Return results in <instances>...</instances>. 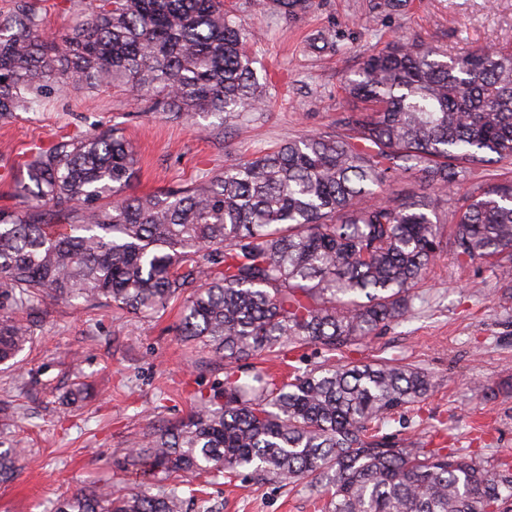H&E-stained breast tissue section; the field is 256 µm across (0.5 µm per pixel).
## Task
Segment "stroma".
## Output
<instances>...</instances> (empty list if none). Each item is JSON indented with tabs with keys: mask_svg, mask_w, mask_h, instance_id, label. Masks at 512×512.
<instances>
[{
	"mask_svg": "<svg viewBox=\"0 0 512 512\" xmlns=\"http://www.w3.org/2000/svg\"><path fill=\"white\" fill-rule=\"evenodd\" d=\"M45 32L58 37L88 17L90 0H37ZM246 29L258 30L249 52L257 77L267 78L268 107L242 113L209 133L182 119L146 113L122 87L73 84L48 88L36 111L0 116V209L16 210L17 181L33 147H47L98 126H115L133 145L135 195L174 190L223 168L242 154L285 140L336 132L345 112L361 110L346 98V72L396 36L455 57L473 46L512 44V0H409L406 9L373 12L369 0H316L291 20L259 0H226ZM332 28L336 51L314 47ZM34 341L11 368L0 365V405L16 410L7 437L28 449L29 462L0 482V512H54L58 500L80 489L135 481L127 464L130 440L185 418L195 395L209 391L224 371L207 350L180 341L179 308L151 319L106 308L56 302L31 312ZM346 358H398L430 373L428 398L395 414L384 434L421 448L444 444L481 456L487 467L512 463V289L492 261L458 266L443 250L413 290L405 321L345 348ZM89 387L73 400L76 381ZM207 502L186 512H328L325 486L306 478L261 481L243 471L214 481Z\"/></svg>",
	"mask_w": 512,
	"mask_h": 512,
	"instance_id": "1",
	"label": "stroma"
}]
</instances>
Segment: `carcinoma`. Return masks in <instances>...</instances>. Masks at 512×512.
<instances>
[{
  "instance_id": "obj_1",
  "label": "carcinoma",
  "mask_w": 512,
  "mask_h": 512,
  "mask_svg": "<svg viewBox=\"0 0 512 512\" xmlns=\"http://www.w3.org/2000/svg\"><path fill=\"white\" fill-rule=\"evenodd\" d=\"M294 19L315 0H263ZM35 0L0 14V116L33 111L51 83L122 85L151 109L221 122L268 104L246 50L252 34L224 0H99L62 40H48ZM345 93L371 104L340 132L310 134L234 159L196 184L126 193L134 150L117 129L37 147L0 210V364L32 342L20 312L48 303L106 305L143 318L183 302L180 336L208 349L224 379L188 417L135 442L131 466L156 481L76 492L55 512H182L238 469L262 480L316 476L331 512H512V468L379 434L435 387L398 359L336 353L400 321L443 249L440 199L387 191L412 178L453 196L477 172L512 160V48L465 56L402 37L367 56ZM106 204H101L102 200ZM457 262L490 258L512 282V181L479 186L455 209ZM53 222H48L46 217ZM318 344L328 363L280 384L243 360ZM25 449L0 429V482Z\"/></svg>"
}]
</instances>
